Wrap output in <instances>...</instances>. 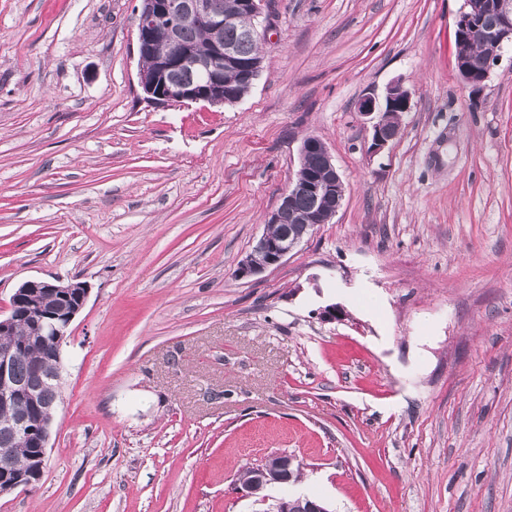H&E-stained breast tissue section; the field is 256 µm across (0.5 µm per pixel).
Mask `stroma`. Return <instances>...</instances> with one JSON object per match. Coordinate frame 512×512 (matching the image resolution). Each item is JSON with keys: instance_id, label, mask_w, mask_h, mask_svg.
Returning <instances> with one entry per match:
<instances>
[{"instance_id": "35a3bbf8", "label": "stroma", "mask_w": 512, "mask_h": 512, "mask_svg": "<svg viewBox=\"0 0 512 512\" xmlns=\"http://www.w3.org/2000/svg\"><path fill=\"white\" fill-rule=\"evenodd\" d=\"M140 0H0V309L84 282L38 488L0 512H252L272 451L331 512H512V47L461 82L463 0H264L235 105L156 108ZM411 94L371 149L367 93ZM332 223L239 262L307 136ZM330 305L343 320L323 319Z\"/></svg>"}]
</instances>
